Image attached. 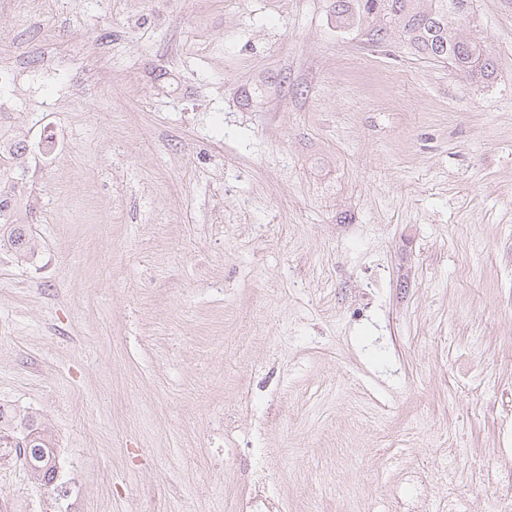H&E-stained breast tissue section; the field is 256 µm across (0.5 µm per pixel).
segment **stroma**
Segmentation results:
<instances>
[{
  "instance_id": "obj_1",
  "label": "stroma",
  "mask_w": 512,
  "mask_h": 512,
  "mask_svg": "<svg viewBox=\"0 0 512 512\" xmlns=\"http://www.w3.org/2000/svg\"><path fill=\"white\" fill-rule=\"evenodd\" d=\"M331 3L0 10V68L49 71L13 121L61 141L0 253V403L62 462L0 469L12 512H244L264 460L281 512H395L452 445L471 512L512 494V0H473L489 80Z\"/></svg>"
}]
</instances>
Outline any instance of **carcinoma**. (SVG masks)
<instances>
[{"instance_id": "obj_1", "label": "carcinoma", "mask_w": 512, "mask_h": 512, "mask_svg": "<svg viewBox=\"0 0 512 512\" xmlns=\"http://www.w3.org/2000/svg\"><path fill=\"white\" fill-rule=\"evenodd\" d=\"M473 0H334L336 23L366 29L373 44L396 30L418 54L449 61L464 77L489 80L495 65L482 38L464 33L471 23ZM0 142V251L18 261L35 256L39 243L30 222L33 214L23 164L32 146L14 133ZM52 437L34 418L0 404V448H52Z\"/></svg>"}]
</instances>
